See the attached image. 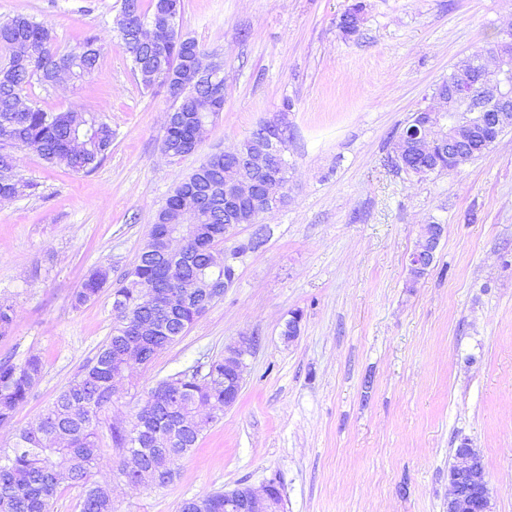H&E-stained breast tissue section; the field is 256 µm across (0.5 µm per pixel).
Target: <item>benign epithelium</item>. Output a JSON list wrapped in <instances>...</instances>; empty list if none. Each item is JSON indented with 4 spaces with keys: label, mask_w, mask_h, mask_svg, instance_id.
<instances>
[{
    "label": "benign epithelium",
    "mask_w": 512,
    "mask_h": 512,
    "mask_svg": "<svg viewBox=\"0 0 512 512\" xmlns=\"http://www.w3.org/2000/svg\"><path fill=\"white\" fill-rule=\"evenodd\" d=\"M363 11L349 9L341 18L347 34L359 30ZM495 69L485 64L477 52L461 61L449 76L448 89L432 95V103L412 116L397 137L393 161L414 173L433 170V163L448 155L451 169L463 165L471 146L478 140L491 146L505 129L512 127V31L494 45ZM286 113L265 122L231 151L224 152V229L237 224H257L259 218L284 206V197L270 193L268 186L279 181L288 184L284 163L288 140ZM444 234V225L426 224L419 242L409 254V272L420 278L433 264ZM187 251L182 234H171L167 253L168 272L175 273ZM235 262L233 250L208 254L209 268L226 269ZM181 284L172 280L171 290L150 301L167 306L183 298ZM255 337L242 336L224 349V406L238 399L243 381L245 357L251 353ZM451 492L447 512H492L489 482L478 449L466 443L455 453L448 472ZM281 495L276 485L260 491L250 486L224 493V512H281Z\"/></svg>",
    "instance_id": "1"
}]
</instances>
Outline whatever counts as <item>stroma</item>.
Segmentation results:
<instances>
[{
  "label": "stroma",
  "instance_id": "1",
  "mask_svg": "<svg viewBox=\"0 0 512 512\" xmlns=\"http://www.w3.org/2000/svg\"><path fill=\"white\" fill-rule=\"evenodd\" d=\"M181 0L178 25L224 63V110L180 162L161 151L172 101L144 89L113 20L121 0H0V20L53 25L60 50L102 47L77 86L32 85L44 109L95 112L112 149L73 173L15 150L31 195L0 204V298L15 318L0 360L39 355L43 378L13 428L35 422L112 331V286L136 260L175 187L214 152L288 114V203L228 245L260 247L222 299L149 367H134L106 418L129 425L158 380L207 370L238 337L256 339L243 385L180 475L129 486L101 429L98 480L113 512H179L191 497L279 485L284 512H445L448 468L469 441L483 456L493 512H512V128L460 168L420 177L393 142L465 55L512 28V0ZM445 235L428 272L408 256L423 225ZM109 283L72 298L89 270ZM299 316V334L284 330Z\"/></svg>",
  "mask_w": 512,
  "mask_h": 512
}]
</instances>
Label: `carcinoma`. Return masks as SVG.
I'll return each mask as SVG.
<instances>
[{
	"label": "carcinoma",
	"instance_id": "obj_1",
	"mask_svg": "<svg viewBox=\"0 0 512 512\" xmlns=\"http://www.w3.org/2000/svg\"><path fill=\"white\" fill-rule=\"evenodd\" d=\"M181 0H122L117 31L129 56L132 71L146 86L170 90L171 110L187 112L189 119L165 128L162 151L177 159L194 146L192 123L209 120V106L224 105V88L213 92L186 83L203 46L192 39L194 54L185 52L182 35L167 26L179 15ZM157 22L163 35L153 46H138L129 35L131 26ZM0 49L7 52L0 66V197H21L33 183L16 170L13 151L31 150L51 164L70 171L90 172L104 160L112 146V126L95 112L46 111L29 101L32 80L51 86L57 71L69 69L83 79L98 67L101 54L96 40L84 39L69 51L57 47L54 28L26 14L0 21ZM28 110L16 112L17 102ZM206 191L215 202L224 201V155L214 153L186 177L167 198L151 225L149 240L137 261L113 288L127 317H117L112 333L95 356L59 392L38 420L19 429L9 448H0V512H51L62 484L79 490L80 512H112L110 490L94 479L98 464L100 415L112 405V379L126 372V356L146 352L147 367L157 354L180 340L201 317L194 303L162 314L145 300L148 287L159 274L165 249L166 225L176 223L180 199L188 192ZM224 244V211L211 207L198 217V233L191 249L193 262L184 266L182 279L189 285L218 275L200 271L204 253ZM109 278L107 270H90L73 296L79 307L96 296ZM163 319L164 331L139 332L140 320ZM14 309L0 301V337L12 327ZM43 377V363L30 355L20 363L0 361V428L13 424L19 407ZM159 398L176 395L173 405L159 404L153 416L134 418L128 427L109 426L111 441L123 455L119 473L131 486L164 487L179 474V462L192 455L208 421L200 408L224 404V359L211 361L205 374L180 371L155 385ZM179 512H224V493L215 492L183 501Z\"/></svg>",
	"mask_w": 512,
	"mask_h": 512
}]
</instances>
